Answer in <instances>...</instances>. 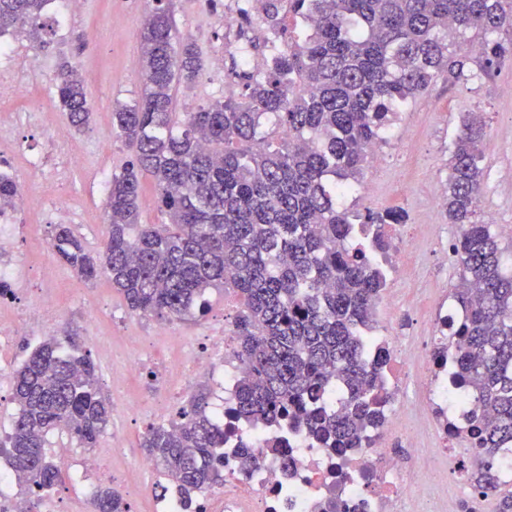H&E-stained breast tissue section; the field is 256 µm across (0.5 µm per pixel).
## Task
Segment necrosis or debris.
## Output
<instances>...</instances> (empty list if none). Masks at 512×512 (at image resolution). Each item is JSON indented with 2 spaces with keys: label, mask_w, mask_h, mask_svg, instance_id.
Listing matches in <instances>:
<instances>
[{
  "label": "necrosis or debris",
  "mask_w": 512,
  "mask_h": 512,
  "mask_svg": "<svg viewBox=\"0 0 512 512\" xmlns=\"http://www.w3.org/2000/svg\"><path fill=\"white\" fill-rule=\"evenodd\" d=\"M18 232L14 216L0 208V282L13 287L32 272L14 249ZM63 313L53 296L41 293L24 316L0 319V372L7 368L14 337L32 323H47ZM458 318L443 295L425 335L410 339L385 329L367 333V360H376L380 349L389 352L382 420L363 447L344 455L322 447L301 428L249 429L232 418L241 363L223 321L194 340L158 325L156 339L177 348L161 383L162 397L150 404L131 399L117 379L114 403L127 415L148 412L173 421L178 413L167 393H186L192 377L208 374L226 441L223 485L188 506L176 495L155 498L152 512H458L461 500L469 512H483L485 497L469 479L474 450L467 416L476 403L458 400L449 384L448 324ZM271 439L283 446V456L268 451ZM242 443L258 460L246 474L239 463Z\"/></svg>",
  "instance_id": "4bbe7bcc"
}]
</instances>
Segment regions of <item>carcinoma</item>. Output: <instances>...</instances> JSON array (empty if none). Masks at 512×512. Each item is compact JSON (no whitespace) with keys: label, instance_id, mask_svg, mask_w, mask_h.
<instances>
[{"label":"carcinoma","instance_id":"1","mask_svg":"<svg viewBox=\"0 0 512 512\" xmlns=\"http://www.w3.org/2000/svg\"><path fill=\"white\" fill-rule=\"evenodd\" d=\"M49 0H0V33L37 27ZM241 22L259 20L262 53L239 93L175 111L177 84L203 71L196 45L176 35L164 0L140 34L145 88L112 113V130L134 148L108 185V237L93 254L66 224L51 247L86 280L106 278L129 311L161 321L207 308L205 294L230 288L236 355L245 365L234 418L250 427L288 423L341 453L359 448L381 415L383 366L364 360L363 331L377 324L386 277L377 256L393 239L374 224H403L396 210L353 211L342 200L363 184L368 159L416 96L438 80L476 85L512 57V0H238ZM57 96L73 127L89 123L81 79L66 66ZM288 130L263 147L270 123ZM485 124L461 114L448 154L442 207L457 229L460 270L452 301L463 317L448 329L455 385L477 403L474 477L501 492L498 451L512 441V268L493 225L476 219L483 191ZM153 180L167 224L139 223L141 179ZM16 184L0 178V205ZM348 397L331 409L327 394ZM17 407L7 448L16 484L38 496L61 481L48 451L65 429L94 448L112 408L91 353L67 336L36 346L13 373ZM140 447L161 477L160 496L189 503L224 482V429L209 393L190 395L178 423L148 428ZM93 512H128L100 489Z\"/></svg>","mask_w":512,"mask_h":512}]
</instances>
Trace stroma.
<instances>
[{
    "label": "stroma",
    "instance_id": "stroma-1",
    "mask_svg": "<svg viewBox=\"0 0 512 512\" xmlns=\"http://www.w3.org/2000/svg\"><path fill=\"white\" fill-rule=\"evenodd\" d=\"M178 34L193 41L204 61L202 75L191 86H175V109L187 112L218 97L225 90L224 80L213 67L223 55L224 17L236 12V0H167ZM150 8L148 0H84L79 13L68 14L65 0H49L36 35L18 34L16 62L24 68L32 95L24 106L43 115L38 125L18 126L12 138L15 152L0 158V171L26 189L23 221L27 225L25 251L38 277L31 288H48L66 309L57 323L40 328L35 334L16 337L13 362L21 364L40 341L50 336H73L80 345L96 353L100 339L121 347L128 331L152 336L156 322L131 314L122 297L103 278L81 280L62 263L50 246L51 227L41 222L45 210L54 205V188L34 178L25 158L45 153L48 140L62 134L84 159L75 174L71 196L76 206L74 232L88 249H97L107 231L105 223L108 184L114 172L130 160L132 149L112 132V110L116 103L134 102L144 88L139 64V34ZM85 78L87 97L93 115L87 127L78 130L60 110L55 92V76L61 63ZM464 112L482 113L486 121L483 143L485 181L482 212L497 223L512 226V59L478 88L451 86L440 82L418 96L400 113L386 144L381 148L390 161L369 164L362 188L345 197L344 206L359 210H401L410 224H435L441 233L455 237L435 192L448 175V148ZM457 270L452 256L436 254L433 243L417 242L416 264L402 278L396 291L399 309L379 304L378 325L389 327L396 336L411 335L423 313L412 304L413 297H436L441 288L453 284ZM103 306L101 323L86 324L81 312L90 304ZM152 418L129 422L113 412L109 430L100 443L119 437L118 468L134 467L144 457L140 446Z\"/></svg>",
    "mask_w": 512,
    "mask_h": 512
}]
</instances>
